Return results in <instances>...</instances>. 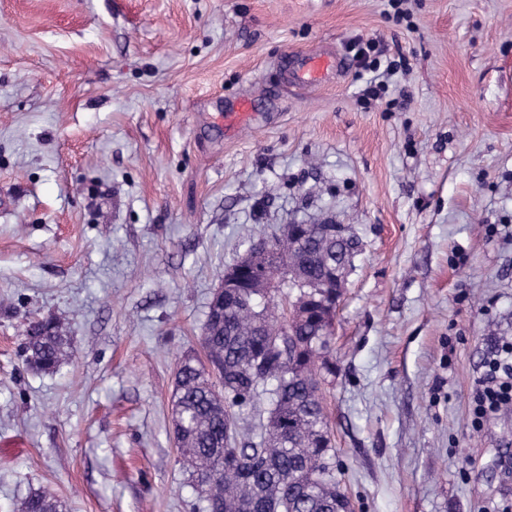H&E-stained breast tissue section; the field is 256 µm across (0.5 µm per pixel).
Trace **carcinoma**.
I'll list each match as a JSON object with an SVG mask.
<instances>
[{
  "label": "carcinoma",
  "mask_w": 512,
  "mask_h": 512,
  "mask_svg": "<svg viewBox=\"0 0 512 512\" xmlns=\"http://www.w3.org/2000/svg\"><path fill=\"white\" fill-rule=\"evenodd\" d=\"M313 224L304 243L280 242L302 275L320 278L336 241ZM273 300L255 309L210 302L202 326L205 359L179 363L173 394L179 463L203 512H354L336 477L318 366L334 339L322 301L311 302L292 334H281ZM71 356L53 317L27 330V369L50 374ZM21 512H60L53 492L29 493Z\"/></svg>",
  "instance_id": "cac0c4a2"
}]
</instances>
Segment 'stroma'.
I'll return each instance as SVG.
<instances>
[{"instance_id":"stroma-1","label":"stroma","mask_w":512,"mask_h":512,"mask_svg":"<svg viewBox=\"0 0 512 512\" xmlns=\"http://www.w3.org/2000/svg\"><path fill=\"white\" fill-rule=\"evenodd\" d=\"M319 51L341 69L292 83ZM294 219L360 240L322 385L355 512L512 501V407L469 406L512 340V0H0V512H200L176 366ZM48 316L72 355L36 374ZM63 324L53 317L39 319L27 330L25 364L28 370L50 374L71 356ZM56 496L49 489L30 492L21 503V512H60Z\"/></svg>"}]
</instances>
